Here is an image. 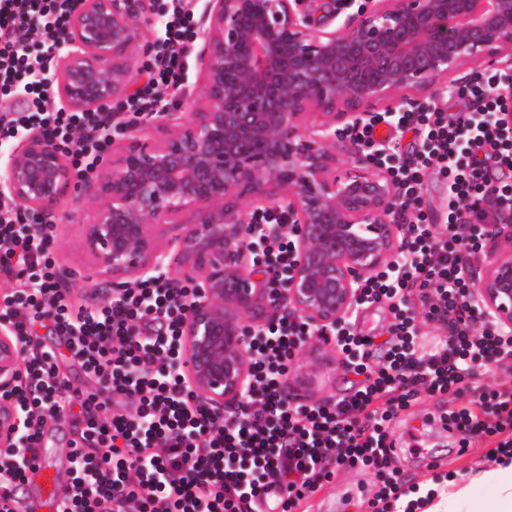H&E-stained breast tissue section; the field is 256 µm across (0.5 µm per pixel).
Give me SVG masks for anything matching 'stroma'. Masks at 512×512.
<instances>
[{"instance_id": "1", "label": "stroma", "mask_w": 512, "mask_h": 512, "mask_svg": "<svg viewBox=\"0 0 512 512\" xmlns=\"http://www.w3.org/2000/svg\"><path fill=\"white\" fill-rule=\"evenodd\" d=\"M171 18L169 0H157L154 11L142 16L144 37L133 65L135 85L143 84L147 65L161 52L164 26ZM447 195V179L436 173L427 174L416 213L425 215L429 224L445 223ZM95 216L96 207L80 183L58 204L54 228L57 270L71 290L73 303L78 305L96 303L107 284L106 277L97 274L95 260L84 242L85 228L94 222ZM398 315L394 301L384 299L359 305L351 316L350 334L371 336L377 343L370 356L371 364L386 362L387 351L382 344L389 338V330ZM318 355L327 360L328 366L304 391L303 404L317 406L359 387L361 378L355 374L352 364L345 362L341 350L326 346ZM465 403L462 397L445 394L431 397L422 393L410 398L403 407L389 410L382 426L395 451L388 462L359 461L334 467L330 476L300 501L295 512H366L368 501L375 498L386 481L393 479L401 482L409 494L417 492L422 484L453 490L467 487V499L449 498L447 512H467L469 501L490 499L489 489L469 484L468 477L494 462L493 448L498 442L512 438V432L506 430L465 440L457 432L433 424L439 409L452 410Z\"/></svg>"}]
</instances>
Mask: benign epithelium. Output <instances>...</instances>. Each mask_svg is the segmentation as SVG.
Wrapping results in <instances>:
<instances>
[{
  "label": "benign epithelium",
  "instance_id": "1",
  "mask_svg": "<svg viewBox=\"0 0 512 512\" xmlns=\"http://www.w3.org/2000/svg\"><path fill=\"white\" fill-rule=\"evenodd\" d=\"M298 0H208L203 71L194 108L161 144L132 142L84 175L98 204L86 246L112 277L108 302L128 280L170 268L195 288L180 348L192 390L212 406L241 407L260 321L286 305L313 329L298 349L334 339L365 286L406 248L392 172L351 134L385 102L438 90L470 62L512 68V0H371L339 27L312 24ZM150 0H79L52 77L72 112H93L128 96ZM343 127H336V123ZM352 162L336 164V150ZM76 178L68 155L32 132L0 154V196L51 218ZM272 207L293 225L286 287L251 243L248 225ZM182 224L177 249L158 252L151 229ZM490 260L469 282L467 303L512 334V208L480 237ZM25 351L0 329V448L15 447L22 414L9 398Z\"/></svg>",
  "mask_w": 512,
  "mask_h": 512
}]
</instances>
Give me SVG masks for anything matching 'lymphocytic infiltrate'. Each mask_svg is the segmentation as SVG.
Wrapping results in <instances>:
<instances>
[{
    "label": "lymphocytic infiltrate",
    "instance_id": "1",
    "mask_svg": "<svg viewBox=\"0 0 512 512\" xmlns=\"http://www.w3.org/2000/svg\"><path fill=\"white\" fill-rule=\"evenodd\" d=\"M74 0H0V140L36 130L65 150L78 173L88 172L111 141L112 118L66 112L55 104L46 63L69 25ZM162 54L127 100L131 110L166 112L161 90L183 88L189 13L172 9ZM512 74L477 77L465 87L467 112L423 106L397 112V127L412 132L407 149L387 143L404 223L407 254L395 285L380 294L420 288L429 317L446 322L448 340L420 352L415 319L402 313L389 330L388 361L371 366L375 341L355 338L356 374L366 383L336 401L291 405L284 367L309 335L306 322L285 315L269 326L251 359L252 393L242 410L221 414L197 396L178 362L185 299L167 281H141L106 306H74L55 269L54 233L38 216H22L0 201V279L14 287L0 301V328L28 348L15 397L27 423L15 452L0 458V512H17L13 489L34 467L47 420L69 417L79 429L69 441L61 512H293L332 467L357 459L383 461L387 448L378 400L416 394L461 396L476 368H512V336L479 322L462 284L470 273V245L488 213L512 202V107L499 96ZM435 168L448 179L446 232L431 233L413 213L423 175ZM66 340L72 357L98 388L83 392L60 378L55 354L34 349L35 324ZM137 402L135 414L111 412L118 398ZM449 429L471 435L512 428V389L480 394L449 411Z\"/></svg>",
    "mask_w": 512,
    "mask_h": 512
}]
</instances>
